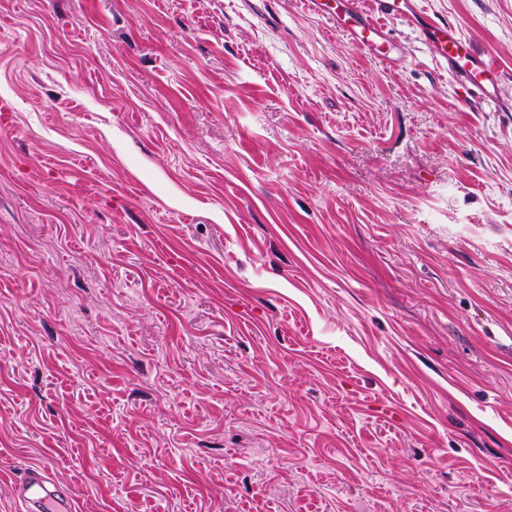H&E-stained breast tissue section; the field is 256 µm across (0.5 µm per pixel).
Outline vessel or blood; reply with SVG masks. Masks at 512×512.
Segmentation results:
<instances>
[{
    "instance_id": "obj_1",
    "label": "vessel or blood",
    "mask_w": 512,
    "mask_h": 512,
    "mask_svg": "<svg viewBox=\"0 0 512 512\" xmlns=\"http://www.w3.org/2000/svg\"><path fill=\"white\" fill-rule=\"evenodd\" d=\"M401 17L418 27L438 59L462 78L469 89L485 98H493L501 79L496 62L477 55L463 42L456 28L423 16L417 0H374L372 9L360 6L358 0H343L340 11L331 15L338 30L346 32L355 47L372 55H380L387 33L380 16ZM13 493L24 512H78L79 495L69 485L57 483L49 469L40 464L28 465L13 485Z\"/></svg>"
}]
</instances>
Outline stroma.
Instances as JSON below:
<instances>
[{"label": "stroma", "mask_w": 512, "mask_h": 512, "mask_svg": "<svg viewBox=\"0 0 512 512\" xmlns=\"http://www.w3.org/2000/svg\"><path fill=\"white\" fill-rule=\"evenodd\" d=\"M467 92L305 0H0V512H512V0ZM13 493L24 512L78 511L77 490L57 483L44 465H28L14 482Z\"/></svg>", "instance_id": "stroma-1"}]
</instances>
